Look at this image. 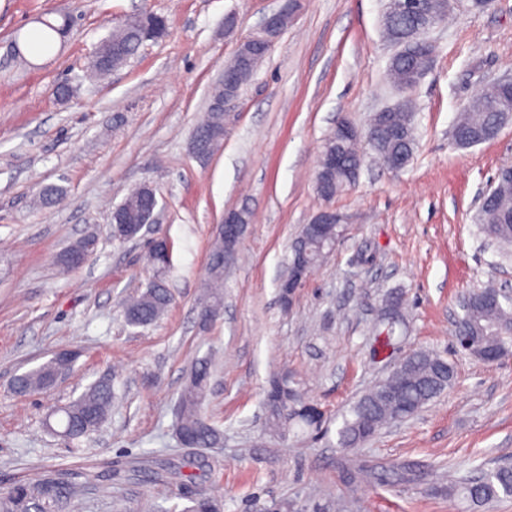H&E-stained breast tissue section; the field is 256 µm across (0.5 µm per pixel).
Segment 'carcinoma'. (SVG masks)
I'll list each match as a JSON object with an SVG mask.
<instances>
[{
    "mask_svg": "<svg viewBox=\"0 0 512 512\" xmlns=\"http://www.w3.org/2000/svg\"><path fill=\"white\" fill-rule=\"evenodd\" d=\"M413 21L410 13L394 14L383 20L384 37L396 42ZM44 41L51 46L65 36L71 21L64 17L62 22L43 20ZM122 44L126 53L121 58L109 54L111 45ZM144 43L143 30L139 21L132 22L112 31L91 57L87 71L104 75L133 58ZM433 43L411 44L406 53L397 52L390 60L388 76L399 90H406L409 76L422 70L428 59L435 55ZM237 71L236 90L249 81L254 73L256 55L251 43L243 41L234 56L226 62ZM512 111V96L504 98L487 85L460 114L453 128V143L459 147H470L468 137L475 136L478 143L494 139L493 131L502 118V112ZM414 104L404 97L389 107L386 121L371 117L369 128L374 130V140L369 143L379 158L390 168L400 163H409L414 151V127L412 122ZM224 129V112L209 106L203 119L195 129L193 140L209 137L210 132ZM339 151L344 155V165L330 174L332 191L339 192L352 184L359 161L363 160V150L358 141L340 143ZM476 221L484 232L495 235L503 247V255L509 256L512 246V169H502L490 192V198L478 207ZM307 226H302L294 243L301 247L304 260L310 268H315L328 251L330 244L342 236L343 227L334 224L324 226V237L306 240ZM224 239L217 236L211 246L208 262L210 293L203 306V319H210L212 312L223 306L224 275L218 269L219 258L224 253ZM495 292L486 286L475 292V302L466 319L462 321L465 334L476 336L483 347L508 350L512 348V337L506 336L512 328V305L500 303L490 305L482 302L483 296ZM172 296L168 288L159 280L151 281L145 291L128 300L123 307V315L131 326L146 327L154 324L168 310ZM402 296L387 294L378 320V334L384 335L387 342L395 336H403L405 315L402 311ZM53 361L21 374L14 381V388L26 394L42 391L52 385ZM212 361L204 358L191 366L189 379L180 392L177 402L176 432L186 435L193 447L199 449L218 448L223 444V432L210 422L204 413L210 392ZM455 380L453 365L441 355L418 350L410 353L398 363L391 374L367 390L342 419L336 431V447L345 450L360 448L370 441L383 426L404 421L413 417L427 403L443 394ZM117 399L112 383L97 381L91 384L76 400L52 411L54 421L47 427L55 426L69 439H78L95 431L108 416L112 403ZM267 426L270 431L280 433L291 431L297 437L317 431L316 423L307 412L296 390L290 385L288 376L274 375L269 380L264 396ZM392 479L400 484H414L420 479V472L412 463H401L388 469ZM47 475L19 483L27 492V501L18 507L16 490L11 486L0 491V512H63L77 495V484L68 476L57 481L46 495L43 487ZM184 488L192 489L185 495L190 502L186 512H223V504L213 494L197 489L195 475L186 476ZM450 493L469 503L483 506L500 495L512 496V469L498 468L469 477L450 487Z\"/></svg>",
    "mask_w": 512,
    "mask_h": 512,
    "instance_id": "carcinoma-1",
    "label": "carcinoma"
}]
</instances>
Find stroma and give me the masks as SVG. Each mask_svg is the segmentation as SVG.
I'll list each match as a JSON object with an SVG mask.
<instances>
[{
    "label": "stroma",
    "instance_id": "1",
    "mask_svg": "<svg viewBox=\"0 0 512 512\" xmlns=\"http://www.w3.org/2000/svg\"><path fill=\"white\" fill-rule=\"evenodd\" d=\"M386 0H301L298 16L240 92L222 148L205 162L191 152L209 91L240 40L280 0H0V489L33 470L81 480L64 512H139L152 499L181 512L178 468L189 454L173 425L192 363L216 371L207 414L224 433L209 451L224 512H512V497L474 507L436 493L439 484L512 466V355L487 366L454 350L449 312L457 296L512 271V258L479 251L478 198L512 167V124L493 141L454 145L452 127L491 80L512 73V0L482 13L455 5L431 34L437 53L413 91L416 146L395 171L365 151L355 184L318 195V160L345 119L366 129L395 103L387 77ZM149 10L167 36L144 43L103 78L83 67L110 30ZM70 17L69 32L37 59H18L41 20ZM157 193L153 236L173 245L155 272L143 239L110 235V213L142 184ZM62 188L43 207L41 186ZM341 215L335 249L290 306L278 282L289 246L321 210ZM251 222L224 274V307L199 312L212 232L225 211ZM97 241L80 268L60 266L77 241ZM161 275L171 294L153 325H128L123 300ZM402 293L408 332L386 343L373 323L387 292ZM61 348L79 356L69 376L19 396L16 376ZM436 352L457 377L413 418L383 428L363 448L336 446L341 414L406 354ZM288 375L326 416L327 436L269 432L262 406L272 375ZM108 379L117 400L102 426L70 442L44 424L53 409ZM165 465L160 481L135 470ZM419 462L414 485L361 481L354 463Z\"/></svg>",
    "mask_w": 512,
    "mask_h": 512
}]
</instances>
